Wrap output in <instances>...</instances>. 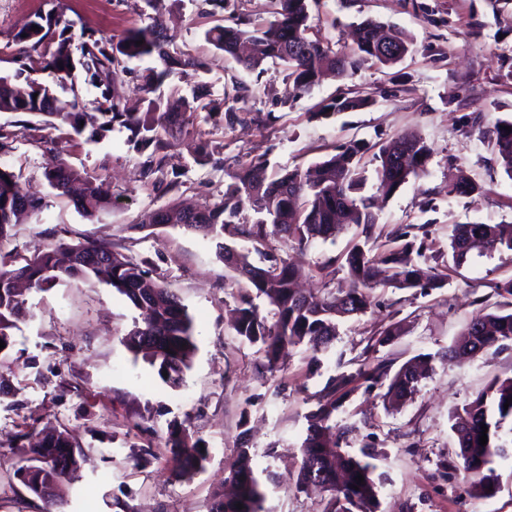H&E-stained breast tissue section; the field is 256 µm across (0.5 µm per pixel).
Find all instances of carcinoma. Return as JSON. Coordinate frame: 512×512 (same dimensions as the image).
Segmentation results:
<instances>
[{
	"label": "carcinoma",
	"mask_w": 512,
	"mask_h": 512,
	"mask_svg": "<svg viewBox=\"0 0 512 512\" xmlns=\"http://www.w3.org/2000/svg\"><path fill=\"white\" fill-rule=\"evenodd\" d=\"M271 15L265 26L252 30L247 28L245 19L232 15V24H216L205 32V37L216 49L233 57L242 44H258L259 55L244 59L245 68L262 74L265 60L282 63L297 94L309 93L327 71L340 78L351 76L363 57L383 65L399 62L400 57L381 56L383 36L401 49V57L412 47L411 40L401 33L366 19L357 24L356 50L351 54L337 52L329 42L308 37L312 27L310 0H272ZM33 25L38 29L31 30ZM71 27L73 23L56 10L37 15L14 36L13 41L22 45L19 51L22 64L14 75L0 76V112L39 116L45 126L55 130L67 127L79 137L85 130L81 120L87 116L86 104L76 89L77 75L82 71L101 89L100 97L92 102L94 116L89 139H102L117 126L127 129L131 132L129 143L134 151L153 149L144 163L146 176L161 169L162 159L156 158V152L163 147V135L173 127L189 130L198 112L211 113L222 108V120L230 127L245 121L239 115L241 108L235 106L245 98L239 93L230 99L225 97L220 102L211 99L205 104L201 94L188 100L173 91L165 112L157 111L161 106L159 98L148 99L144 112H130L114 100L111 82L133 60L155 57L161 63L145 75L147 94L155 92L178 71L205 68L203 61L190 54L170 53V36L162 20L154 19L145 27L131 30L116 43L93 33H83L75 45L69 36ZM141 39L144 43L137 44ZM41 71L49 72L52 80L36 78L35 74ZM506 126L512 128V121H500L490 131L489 143L504 172L512 179V131L504 130ZM367 150L363 142L340 145L336 153L322 162L271 175L267 162L259 159L235 174L220 204L196 212L193 219L186 220L187 210L171 203L145 212L137 224L139 229L174 224L212 240L225 266L248 280L257 295L266 297L271 310L265 316L259 313L251 294L241 295L233 324L237 336L260 345L259 369L263 373L276 368L279 350L286 344L311 345L308 366L313 372L319 370L322 361L318 354L336 338L337 320L363 314L371 306L373 291L381 285L379 267L390 271L388 281L399 289L423 291L437 287L444 278L442 270L429 264L431 225L405 224L393 238L379 241L381 233L377 232L372 198L361 195L364 176L360 159ZM430 152L424 141L409 136L394 138L380 147L374 155L378 162L379 197L383 200L392 197L409 178L424 174ZM44 176L61 196L70 195L72 185L82 180L80 173L58 156L52 158ZM479 191L481 187L473 182L448 180L450 196L467 197ZM73 202L89 219L112 208L110 194L90 181L85 182L83 191ZM41 209V198L26 192L12 171L0 167V242L7 239L13 225ZM245 210L257 215L253 223L240 222ZM341 224L360 226L364 234V240L343 255L342 267L349 287L336 290L326 283L314 294L302 293L295 287L294 268L274 252L271 240L280 236L299 245L328 240L336 236ZM226 232L250 241L253 251L263 257L262 264H254L250 252L225 244ZM468 241L474 249L512 251V224L453 225L450 259L454 265L466 260L463 245ZM19 281L38 292L64 281H78L89 288L112 287L142 313L141 321L134 322L122 338L127 350L157 368L165 383L175 388L183 385L184 375L197 351L193 318L170 288L149 278L143 263L94 241L76 245L59 242L18 265L1 262L0 340L7 349L12 344L11 330L27 314L26 300L16 288ZM495 345L512 346V312H489L470 321L446 356L463 363ZM422 377L423 371L409 361L393 374L381 361L372 367L362 363L353 373H341L329 379L325 395L305 415L308 426L296 471L297 485H316L328 493L325 512H377L379 505L373 478L376 466L369 462L373 455L365 452L360 459L342 451L350 436L357 432V426L336 422V413L342 406L336 393L361 379L366 389L384 388V398L402 404L412 399ZM508 398H512V377L494 379L456 416L453 430L458 437L459 452L456 458L441 464L443 475L462 472L470 480L472 490L485 492L490 488L492 473H484L485 467L495 457H508V441L503 432L504 423L512 419V404L504 406ZM483 425L488 428L485 433L481 429ZM483 434L487 435L484 446L479 444ZM20 438L28 441L29 461L35 463V472L25 486L35 496L39 495V488L50 487L46 498V505L50 506L64 496V480L77 464L76 450L63 431L35 435L27 432ZM168 444L172 472L177 480H190L204 469L207 455L186 431L170 430ZM359 474L364 477L361 485L355 480ZM273 480L268 471H255L251 448L244 440L236 448L225 478L231 483L233 493L215 496L209 512H266L265 487ZM239 504L243 508H237Z\"/></svg>",
	"instance_id": "obj_1"
}]
</instances>
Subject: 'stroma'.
<instances>
[{
  "mask_svg": "<svg viewBox=\"0 0 512 512\" xmlns=\"http://www.w3.org/2000/svg\"><path fill=\"white\" fill-rule=\"evenodd\" d=\"M53 9L72 21L76 37L92 30L118 38L161 16L172 37L170 51L202 58L207 69L175 75L159 96L168 98L175 89L189 98L204 83L219 99L242 83L251 88L241 106L252 118L231 127L216 117L200 120L193 135L165 136L163 171L147 177L146 157L129 146L127 130L74 141L33 115L0 112V124L18 133L0 165L43 202L38 215L14 225L0 242V258L94 240L145 261L150 276L172 288L193 316L198 344L184 385L173 388L122 345L139 312L114 289L71 281L27 293L29 314L13 329L12 347L0 354V376L11 386L10 396L0 397V512H46L14 472L28 456L20 434L52 428L67 430L86 452L55 512H208L244 431L256 469L278 477L266 487L267 512H324L325 494L288 483L307 428L305 396H320L329 377L354 372L356 364L384 361L395 371L421 354L435 360L411 400L393 408L379 391L359 385L336 414L339 423L360 428L350 439L351 453L373 448L378 512H512V457L493 459L496 481L483 493L469 492L463 475L448 480L437 470L439 460L456 451L454 413L494 378L512 377V349L492 347L464 364L443 357L468 322L506 306L495 286L512 278V251L471 252L460 266L446 267L441 287L424 295L377 288L365 313L339 322L318 372H308L310 352L298 346L285 348L280 369L263 376L257 346L232 328L231 311L245 282L219 260L214 243L179 227H138L144 212L175 201L200 208L220 203L234 173L254 160H267L273 170L305 168L345 143L381 146L414 135L431 148L426 172L385 203L378 227L390 236L403 224L434 225L430 263L446 266L453 225L512 224V178L488 139L495 124L512 120V10L494 14L488 0H315L309 36L330 40L336 51H353L350 26L367 18L411 36L414 49L392 66L360 60L352 76L325 78L299 97L283 66L266 63L264 74L255 76L206 40L217 19L203 0H157L152 7L145 0H0V75L19 67L14 35ZM346 97L367 104L318 118L320 107ZM48 138L54 141L50 153ZM200 138L218 147L203 166L191 158ZM53 153L103 185L112 209L88 220L70 198L57 195L44 177ZM455 176L478 183L481 194L449 196L448 180ZM173 178L179 191H166L165 181ZM361 238L360 227L351 224L333 239L304 247L280 242L276 249L298 270L302 288L313 291L327 282L337 289L346 285L339 258ZM389 323L395 336L369 347ZM173 425L201 440L208 456L204 472L189 481L175 480L165 461ZM145 450L153 460L136 463Z\"/></svg>",
  "mask_w": 512,
  "mask_h": 512,
  "instance_id": "stroma-1",
  "label": "stroma"
}]
</instances>
